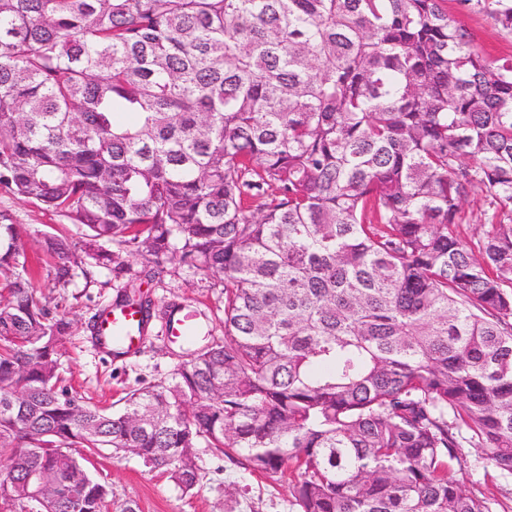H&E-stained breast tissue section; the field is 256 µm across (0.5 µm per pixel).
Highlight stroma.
<instances>
[{"instance_id": "35a3bbf8", "label": "stroma", "mask_w": 512, "mask_h": 512, "mask_svg": "<svg viewBox=\"0 0 512 512\" xmlns=\"http://www.w3.org/2000/svg\"><path fill=\"white\" fill-rule=\"evenodd\" d=\"M445 7L449 18L470 32L475 49L493 57L512 56V34L502 31L486 12L460 0H447ZM1 213L18 224L28 242L31 282L41 302L71 323L59 358L60 373L64 386L80 401L118 409L127 392L168 378L179 361V349L162 335L158 317L151 320L137 351L116 356L95 345L92 328L99 310L113 304L123 290L135 289L156 308L175 301L197 309L214 335H223L224 291L215 276L170 263L163 274L148 279L134 258L118 276L86 259L80 229L60 213L0 190ZM47 236L64 240L77 260L68 283L53 280L55 260L42 246ZM464 453L472 463L461 477L464 489L494 499L496 512H512V481L483 460L481 449L468 447ZM197 456L205 478L186 494L134 457H99L88 472L111 483L117 498L131 501L137 512H292V470L272 480L204 448Z\"/></svg>"}]
</instances>
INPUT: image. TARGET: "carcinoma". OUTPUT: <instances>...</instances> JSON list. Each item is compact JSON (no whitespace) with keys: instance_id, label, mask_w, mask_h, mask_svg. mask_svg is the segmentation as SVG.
<instances>
[{"instance_id":"1","label":"carcinoma","mask_w":512,"mask_h":512,"mask_svg":"<svg viewBox=\"0 0 512 512\" xmlns=\"http://www.w3.org/2000/svg\"><path fill=\"white\" fill-rule=\"evenodd\" d=\"M445 2L0 0V189L85 228L98 266L169 260L224 288V336L116 411L83 404L58 373L70 323L0 215L14 512H135L79 451L187 493L200 446L294 469L293 512H495L454 472L469 445L512 478V57ZM463 2L512 33V0ZM44 247L66 281L67 245ZM464 224L460 227L461 235L467 241L474 240L481 232L484 211L487 209L485 194L477 191L471 194L462 206Z\"/></svg>"}]
</instances>
